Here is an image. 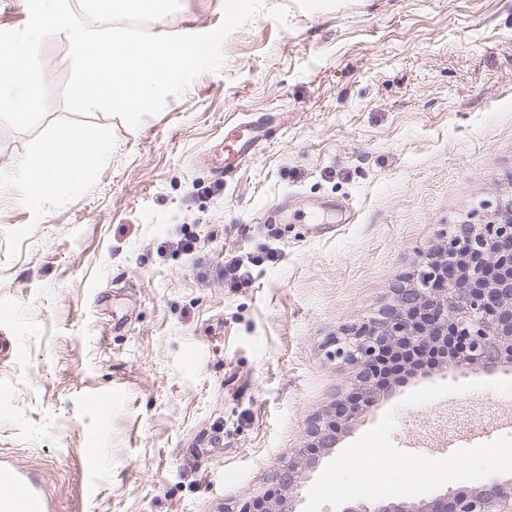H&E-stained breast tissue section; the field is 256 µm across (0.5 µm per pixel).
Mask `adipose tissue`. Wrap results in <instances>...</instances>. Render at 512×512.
<instances>
[{"label":"adipose tissue","mask_w":512,"mask_h":512,"mask_svg":"<svg viewBox=\"0 0 512 512\" xmlns=\"http://www.w3.org/2000/svg\"><path fill=\"white\" fill-rule=\"evenodd\" d=\"M92 140V135L83 129H55L36 153L20 165L22 199L35 201L66 184L80 187L104 156L103 150L92 148Z\"/></svg>","instance_id":"ef3b65f1"}]
</instances>
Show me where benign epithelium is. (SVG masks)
Here are the masks:
<instances>
[{
	"instance_id": "1",
	"label": "benign epithelium",
	"mask_w": 512,
	"mask_h": 512,
	"mask_svg": "<svg viewBox=\"0 0 512 512\" xmlns=\"http://www.w3.org/2000/svg\"><path fill=\"white\" fill-rule=\"evenodd\" d=\"M491 224H456L448 242L421 255L418 283L403 288L395 304L353 325L333 341L331 355L356 367L362 382L387 364L391 351L442 341L462 348L455 367L487 371L512 363V199L502 201ZM354 399L338 400L308 427L310 447L281 465L277 484L297 493L306 475L336 447ZM240 512H296L264 493ZM338 512H512V479L489 478L469 489L430 498L349 502Z\"/></svg>"
}]
</instances>
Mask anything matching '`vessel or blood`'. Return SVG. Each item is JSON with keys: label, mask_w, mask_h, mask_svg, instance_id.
Returning a JSON list of instances; mask_svg holds the SVG:
<instances>
[{"label": "vessel or blood", "mask_w": 512, "mask_h": 512, "mask_svg": "<svg viewBox=\"0 0 512 512\" xmlns=\"http://www.w3.org/2000/svg\"><path fill=\"white\" fill-rule=\"evenodd\" d=\"M265 136L264 123L243 119L227 121L219 147L203 156L202 161L215 174L234 175L256 153ZM0 512H44V503L23 488L14 471L0 468Z\"/></svg>", "instance_id": "b4317fda"}]
</instances>
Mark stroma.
Masks as SVG:
<instances>
[{
	"label": "stroma",
	"mask_w": 512,
	"mask_h": 512,
	"mask_svg": "<svg viewBox=\"0 0 512 512\" xmlns=\"http://www.w3.org/2000/svg\"><path fill=\"white\" fill-rule=\"evenodd\" d=\"M224 2L181 0L148 29L213 31ZM282 4L287 26L230 32L222 69L135 128L68 113L69 44L50 36L43 119L0 122V467L30 475L47 512H239L274 489L354 390L331 339L512 197V0H265ZM232 118L270 131L224 179L196 158ZM62 125L102 133L106 158L79 191L21 201L18 165ZM233 261L251 283L225 276ZM487 377L512 363L405 376L337 446L391 408L393 445L431 458L512 434V395L493 389L402 403Z\"/></svg>",
	"instance_id": "1"
}]
</instances>
